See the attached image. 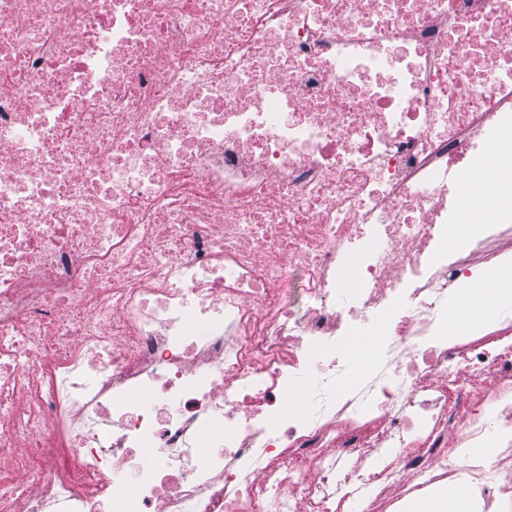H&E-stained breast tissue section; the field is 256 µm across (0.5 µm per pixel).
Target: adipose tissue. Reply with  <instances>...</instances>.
<instances>
[{
    "mask_svg": "<svg viewBox=\"0 0 512 512\" xmlns=\"http://www.w3.org/2000/svg\"><path fill=\"white\" fill-rule=\"evenodd\" d=\"M501 143V149L481 159L468 177L471 196L483 198L491 194L495 200L479 214L472 209H464L460 219L462 226L468 227L482 220L493 221L500 212L512 210V194L503 191L504 186L512 184V129L503 131ZM503 281L502 273L492 270L479 281L466 284L461 290L460 303L448 309L449 334H458L498 312L504 293Z\"/></svg>",
    "mask_w": 512,
    "mask_h": 512,
    "instance_id": "adipose-tissue-1",
    "label": "adipose tissue"
}]
</instances>
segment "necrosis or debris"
Returning <instances> with one entry per match:
<instances>
[{
	"label": "necrosis or debris",
	"mask_w": 512,
	"mask_h": 512,
	"mask_svg": "<svg viewBox=\"0 0 512 512\" xmlns=\"http://www.w3.org/2000/svg\"><path fill=\"white\" fill-rule=\"evenodd\" d=\"M510 123L512 0H0V512H512ZM510 127L509 124L499 130L501 149L486 158L483 157L485 155L477 156L468 170V186L472 197L485 198L491 191L512 184V129L504 130ZM504 210H512V194L509 193H499L496 195L494 202L485 207L483 212L478 215L472 209L465 208L463 210L462 217L460 219L461 224H457V220L459 217V213L455 220L454 224L450 225V227L454 226L451 232V240H454L458 236V230L460 227H470L472 224H475L481 220L484 221H493L496 220L499 216L500 212ZM501 215L499 216V219ZM489 268L502 271L505 267L493 266ZM489 268H487L486 271ZM500 271H489L484 277H482L484 274L480 276L481 279L479 277V281L468 283L478 280L477 278L461 285L460 303L448 308V335L458 334L467 327L475 325L480 320L499 311V301L502 295L509 292V289L501 288L504 278ZM447 494L448 489H443L430 496H426L431 498L420 499L415 503L412 510L413 500L406 505L403 512H411V510L412 512H475L474 504L475 510L482 512L481 503L473 495L471 499V497L463 491L454 492L448 495L446 499L436 498Z\"/></svg>",
	"instance_id": "obj_1"
}]
</instances>
